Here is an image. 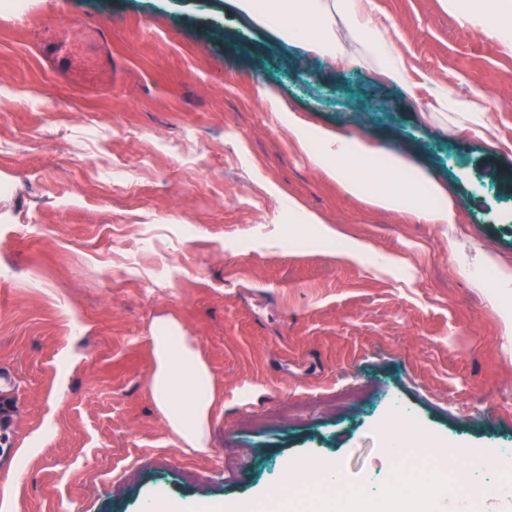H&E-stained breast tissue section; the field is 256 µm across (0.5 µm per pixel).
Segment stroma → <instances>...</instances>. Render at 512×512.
I'll list each match as a JSON object with an SVG mask.
<instances>
[{"mask_svg":"<svg viewBox=\"0 0 512 512\" xmlns=\"http://www.w3.org/2000/svg\"><path fill=\"white\" fill-rule=\"evenodd\" d=\"M376 4L417 71L485 89L498 150L369 69L240 26L224 0H0V369L17 403L0 512L247 499L291 458L377 489L392 413L458 458L512 453V341L452 257L512 263V56L439 0ZM92 22L112 72L78 84L43 37L62 26L78 48ZM266 86L312 124L399 148L462 223L406 224L341 193ZM292 199L368 244L365 265L293 242ZM167 315L224 393L205 453L180 449L150 391Z\"/></svg>","mask_w":512,"mask_h":512,"instance_id":"stroma-1","label":"stroma"}]
</instances>
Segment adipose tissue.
<instances>
[{"instance_id":"adipose-tissue-1","label":"adipose tissue","mask_w":512,"mask_h":512,"mask_svg":"<svg viewBox=\"0 0 512 512\" xmlns=\"http://www.w3.org/2000/svg\"><path fill=\"white\" fill-rule=\"evenodd\" d=\"M238 14L275 31L284 41L316 45L324 60L338 67L375 66L390 81L414 88L413 68L398 50L394 25L375 0H231ZM463 27L493 40L512 55V0H440ZM431 111L447 116L450 130L462 129L490 140L493 123L486 94L473 88L459 94L447 81L431 84ZM271 111L288 115V130L310 166L346 195L370 207L419 224H457L461 214L446 188L423 169L413 167L398 149L370 144L307 123L277 92L263 93ZM296 221L317 229V240L335 245L337 257L361 263L366 246L325 223L315 212ZM472 288L497 312L505 335H512V264L488 253L465 267ZM155 359L150 388L155 406L184 452L209 446V423L218 392L195 339L174 317L157 319L150 336Z\"/></svg>"}]
</instances>
